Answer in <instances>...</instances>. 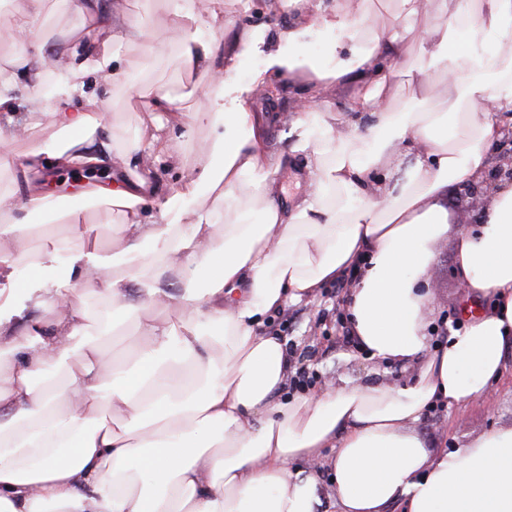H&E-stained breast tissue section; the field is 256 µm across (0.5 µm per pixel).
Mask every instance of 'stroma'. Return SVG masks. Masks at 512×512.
I'll return each instance as SVG.
<instances>
[{"label":"stroma","instance_id":"1","mask_svg":"<svg viewBox=\"0 0 512 512\" xmlns=\"http://www.w3.org/2000/svg\"><path fill=\"white\" fill-rule=\"evenodd\" d=\"M125 9L143 23V38L113 39L111 31H104L112 51L113 64L128 72L133 88H116L107 122L113 135L120 140H131L140 129L158 131L172 153L180 154L187 146L179 127L173 126L164 111L151 109L155 87H165L172 95L188 92L186 76L180 68L175 47H164L159 58H152L149 48L154 34L171 28L176 21L175 0H122ZM379 25L382 34L401 40L405 51L386 65L388 94L396 111L419 110L425 103L414 92L409 82V71L419 54L417 33L407 29L398 18L394 0H381ZM44 21L34 29V37L44 42L47 50L63 53L69 37L83 27L82 16L71 9L65 0H45ZM297 81L283 78L279 81L276 97L259 94L279 117L271 126L266 141L267 149L275 154H287L289 143L282 136L295 110L294 89ZM430 270L432 300L428 313L431 325L453 322L463 314L469 300L463 292L455 264V246L452 239L438 242ZM347 291H334L331 285L319 288L314 297L288 306V330L283 338L295 366H306L317 372L322 381L340 377H355L371 384H389L410 377V370L400 366L371 360L360 353L353 340L344 338L335 326V315L346 307ZM512 425V354L507 357V371L484 400L461 409H443L425 413L418 428L428 439L431 448L440 452L459 447L467 439L500 426Z\"/></svg>","mask_w":512,"mask_h":512}]
</instances>
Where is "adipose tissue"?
Wrapping results in <instances>:
<instances>
[{
	"mask_svg": "<svg viewBox=\"0 0 512 512\" xmlns=\"http://www.w3.org/2000/svg\"><path fill=\"white\" fill-rule=\"evenodd\" d=\"M42 2L13 0L25 22L10 38L12 70L0 69L2 113L21 83L29 110L40 107L46 54L32 32ZM239 2L213 0L203 20L184 0L159 39L177 47L187 74L205 77L206 102L186 112L160 90L154 109L187 133L212 130L198 147L205 163L180 156L189 175L168 190L125 181L155 136L117 141L104 118L108 96L85 90L91 74L105 89L128 78L95 36L108 18L126 37H142L122 10L69 0L85 30L55 73L50 138H32L11 119L0 124L10 140L0 171L27 185L21 198L0 192V512H321L324 464L339 512L395 503L405 512H512V426L438 454L418 430L432 405L483 400L512 351V181L496 183L477 229L453 224L443 204L449 185L482 176L497 114L512 110V0H396L406 22L430 10L438 17L420 31L410 74L433 102L425 112L392 111L384 98L381 64L403 45L383 41L373 0H272L288 17L275 31L241 30L229 53L198 38L203 22L235 27ZM315 35L329 59L309 53ZM251 57L259 68L236 80ZM298 72L306 79L284 136L307 160L308 190L290 206L275 192L286 161L264 145L274 115L254 92ZM346 81L362 83L366 120L338 116L324 99ZM17 141L25 151L12 150ZM50 165H92L108 179L60 211L38 185ZM212 198L224 204L223 226ZM93 200L120 209V252L99 247L84 220ZM38 235L44 246H34ZM446 236L479 309L435 348L428 273ZM150 264L159 277L190 283L176 317L161 315L170 296L159 277L142 280ZM350 272L356 344L379 361L420 363L418 375L389 385L343 377L288 395L286 342L262 333L265 318ZM200 276L203 287H194ZM136 282L138 300L126 301ZM85 286L102 302L95 327L78 294ZM131 322L138 351L106 357L102 337Z\"/></svg>",
	"mask_w": 512,
	"mask_h": 512,
	"instance_id": "adipose-tissue-1",
	"label": "adipose tissue"
}]
</instances>
